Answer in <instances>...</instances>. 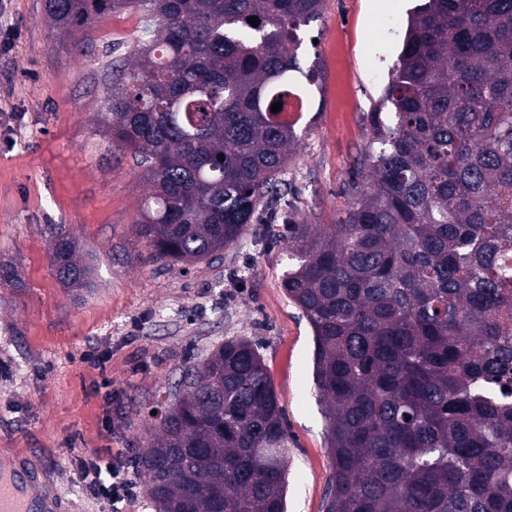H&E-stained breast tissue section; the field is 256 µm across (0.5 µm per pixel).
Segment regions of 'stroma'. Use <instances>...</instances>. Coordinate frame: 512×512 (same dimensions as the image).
<instances>
[{"label": "stroma", "mask_w": 512, "mask_h": 512, "mask_svg": "<svg viewBox=\"0 0 512 512\" xmlns=\"http://www.w3.org/2000/svg\"><path fill=\"white\" fill-rule=\"evenodd\" d=\"M423 0H324L302 65L322 82L289 159L294 221L332 224L342 186L370 133V112ZM44 0H0L11 48L0 49V463L23 454L36 492L65 512H113L70 463L73 450L120 456L133 497L122 512H153L137 456L178 389L182 369L232 336L260 347L288 424L287 512H325V421L312 382L313 336L282 288L284 238L247 233L210 266L158 269L138 260L132 232L146 184L130 152L111 146L95 116L106 49L129 55L139 12L105 17L74 48L52 31ZM73 236L93 269L72 294L50 270L53 229Z\"/></svg>", "instance_id": "35a3bbf8"}]
</instances>
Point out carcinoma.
<instances>
[{
	"instance_id": "cac0c4a2",
	"label": "carcinoma",
	"mask_w": 512,
	"mask_h": 512,
	"mask_svg": "<svg viewBox=\"0 0 512 512\" xmlns=\"http://www.w3.org/2000/svg\"><path fill=\"white\" fill-rule=\"evenodd\" d=\"M322 5L45 0L77 45L142 15L100 123L148 185L147 264H210L285 205L303 134L288 108L319 84L299 53ZM343 191L336 223H288L282 280L313 332L326 512H512V0L412 12ZM78 253L55 233L51 269L76 293L92 276ZM179 390L137 461L155 512H286L287 427L258 345L225 340Z\"/></svg>"
}]
</instances>
